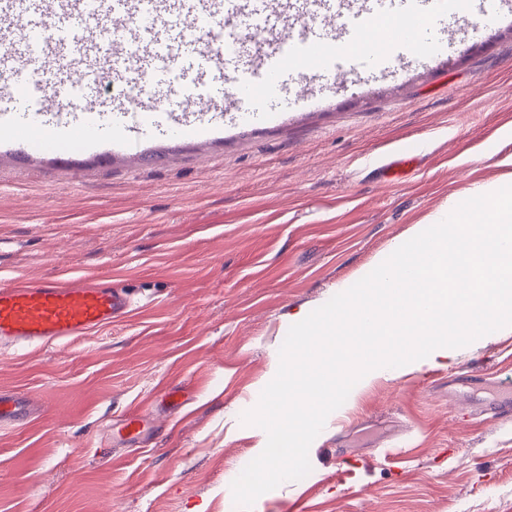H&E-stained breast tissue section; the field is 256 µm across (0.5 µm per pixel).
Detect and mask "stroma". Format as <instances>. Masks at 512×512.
I'll return each instance as SVG.
<instances>
[{"label": "stroma", "mask_w": 512, "mask_h": 512, "mask_svg": "<svg viewBox=\"0 0 512 512\" xmlns=\"http://www.w3.org/2000/svg\"><path fill=\"white\" fill-rule=\"evenodd\" d=\"M301 25L256 12L224 29L269 51ZM415 39L402 60L290 71L255 102L234 75L156 78L165 112L234 99L205 147L161 120L140 159L108 164L32 163L0 137V284L109 280L132 299L92 334L0 351V391L23 400L0 427V512H239L231 483L265 437L240 416L274 377L289 315L512 173V10ZM402 151L410 162L387 169ZM492 382L512 386V330L355 385L311 472L250 512H286L302 492L313 512H512V424L487 409ZM132 412L151 424L141 447L103 445Z\"/></svg>", "instance_id": "obj_1"}]
</instances>
